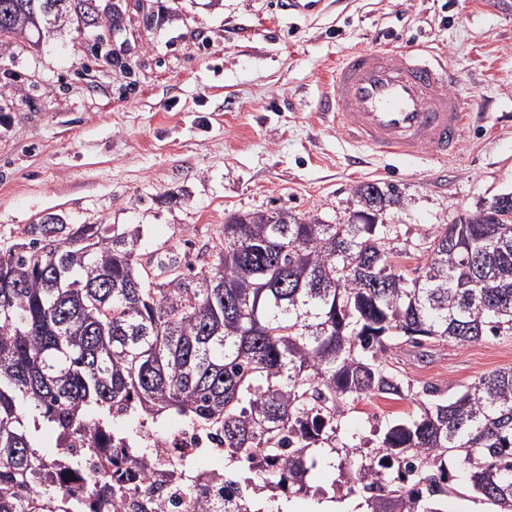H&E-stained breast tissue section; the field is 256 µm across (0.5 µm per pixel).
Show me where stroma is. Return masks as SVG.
<instances>
[{
  "label": "stroma",
  "mask_w": 512,
  "mask_h": 512,
  "mask_svg": "<svg viewBox=\"0 0 512 512\" xmlns=\"http://www.w3.org/2000/svg\"><path fill=\"white\" fill-rule=\"evenodd\" d=\"M120 30L66 29L0 51V249L48 215L140 228L143 247L212 263L234 214L276 211L347 223L357 185L392 188L394 259L427 261L428 232L512 192V0H325L283 18L278 0H147ZM444 52L471 117L446 162L367 156L333 116L342 53L388 40ZM122 48L127 70L115 69ZM415 388L464 389L512 366V334L460 348L390 352Z\"/></svg>",
  "instance_id": "35a3bbf8"
}]
</instances>
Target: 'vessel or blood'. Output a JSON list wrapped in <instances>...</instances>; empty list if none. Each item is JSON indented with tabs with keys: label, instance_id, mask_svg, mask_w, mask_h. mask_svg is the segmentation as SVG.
<instances>
[{
	"label": "vessel or blood",
	"instance_id": "obj_1",
	"mask_svg": "<svg viewBox=\"0 0 512 512\" xmlns=\"http://www.w3.org/2000/svg\"><path fill=\"white\" fill-rule=\"evenodd\" d=\"M323 0H279L287 16L318 12ZM454 70L431 48H360L336 65L334 91L321 101L359 148L441 162L456 152L467 120L453 91Z\"/></svg>",
	"mask_w": 512,
	"mask_h": 512
}]
</instances>
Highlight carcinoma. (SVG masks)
I'll return each mask as SVG.
<instances>
[{
  "label": "carcinoma",
  "mask_w": 512,
  "mask_h": 512,
  "mask_svg": "<svg viewBox=\"0 0 512 512\" xmlns=\"http://www.w3.org/2000/svg\"><path fill=\"white\" fill-rule=\"evenodd\" d=\"M95 2L0 0V48L60 24L97 28ZM355 195L363 209L346 224L235 214L200 272L176 249L152 252L169 273L157 282L138 228L50 215L41 237L0 251V512H81L86 497L122 495L95 476L58 486L52 467L83 468L76 440L132 448L172 413L224 434V470L210 472L224 501L193 512H288L293 498L357 492L364 512H448L452 457L474 492L512 512V367L446 395L388 362L403 344L512 333V217L496 224L487 206L428 234L427 263L408 277L387 247L394 227L379 222L399 199L378 182ZM375 397L412 409L347 433L348 413ZM129 415L133 436L112 425ZM322 454L338 460L327 489L308 481Z\"/></svg>",
  "instance_id": "obj_1"
}]
</instances>
